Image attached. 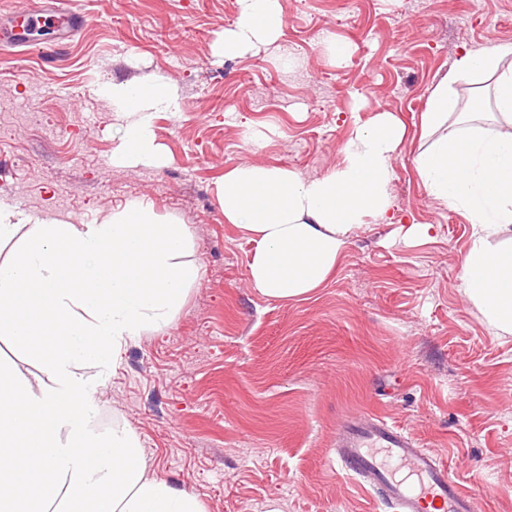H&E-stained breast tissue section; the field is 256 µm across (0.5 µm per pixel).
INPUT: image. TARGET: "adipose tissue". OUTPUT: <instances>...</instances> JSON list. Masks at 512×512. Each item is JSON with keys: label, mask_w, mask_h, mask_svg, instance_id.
I'll list each match as a JSON object with an SVG mask.
<instances>
[{"label": "adipose tissue", "mask_w": 512, "mask_h": 512, "mask_svg": "<svg viewBox=\"0 0 512 512\" xmlns=\"http://www.w3.org/2000/svg\"><path fill=\"white\" fill-rule=\"evenodd\" d=\"M235 24L215 42L233 57L276 41L279 0H238ZM512 46L466 52L433 88L422 129L438 137L414 159L435 200L471 226L460 262L464 296L494 335H512ZM494 74L497 120L474 125L458 112L450 87L462 76ZM112 110L128 122L112 161H166L153 134L156 112L177 108L165 75L112 82ZM459 125L446 129L451 115ZM406 137L396 114L377 112L342 148L325 176L303 179L285 167L246 163L217 188L224 220L255 239L250 278L265 297L295 300L335 270L354 229L392 208L393 162ZM24 244L0 262V335L39 369L31 380L0 362V512H204L197 496L147 476L133 430L96 425L95 380L84 365L111 367L127 340L170 324L198 272L181 262L189 229L139 201L100 224H65L0 205V243L21 225Z\"/></svg>", "instance_id": "1"}]
</instances>
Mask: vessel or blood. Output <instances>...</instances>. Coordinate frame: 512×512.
Returning <instances> with one entry per match:
<instances>
[{
	"label": "vessel or blood",
	"instance_id": "1",
	"mask_svg": "<svg viewBox=\"0 0 512 512\" xmlns=\"http://www.w3.org/2000/svg\"><path fill=\"white\" fill-rule=\"evenodd\" d=\"M339 471L376 492L391 512H478L474 497L447 464L414 435L374 414L345 420L336 430Z\"/></svg>",
	"mask_w": 512,
	"mask_h": 512
}]
</instances>
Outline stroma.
<instances>
[{
	"mask_svg": "<svg viewBox=\"0 0 512 512\" xmlns=\"http://www.w3.org/2000/svg\"><path fill=\"white\" fill-rule=\"evenodd\" d=\"M77 32L0 41V201L100 224L140 199L187 224L198 269L174 321L127 341L100 379L97 425L131 428L150 476L206 512H389L332 464L345 419L410 430L479 501L512 512V335L460 288L471 226L420 183L421 114L467 51L512 45V0H280L284 28L238 57L215 53L237 0H68ZM349 43L341 62L326 36ZM160 73L178 109L153 130L164 165L113 164L124 116L105 85ZM407 127L391 185L395 223L357 227L336 269L282 302L250 281V233L225 223V170L263 163L327 174L380 110ZM428 224L408 242L399 222Z\"/></svg>",
	"mask_w": 512,
	"mask_h": 512,
	"instance_id": "obj_1",
	"label": "stroma"
}]
</instances>
